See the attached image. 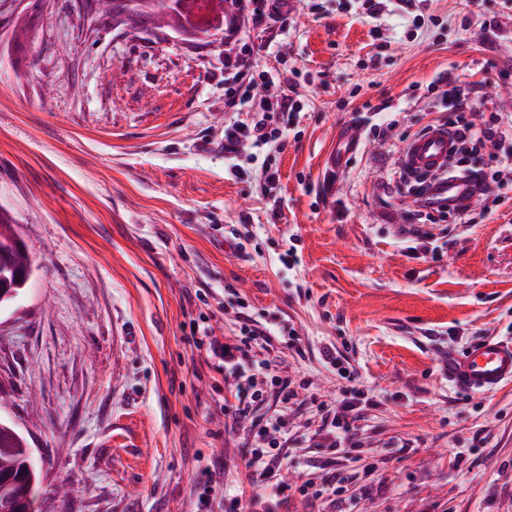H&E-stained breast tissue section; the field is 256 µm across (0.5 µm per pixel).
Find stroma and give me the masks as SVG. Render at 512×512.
Returning <instances> with one entry per match:
<instances>
[{"label":"stroma","mask_w":512,"mask_h":512,"mask_svg":"<svg viewBox=\"0 0 512 512\" xmlns=\"http://www.w3.org/2000/svg\"><path fill=\"white\" fill-rule=\"evenodd\" d=\"M207 2L204 18L189 2L185 28L159 31L114 26L95 0H0V213L34 263L0 309V418L41 470L37 512H196L209 479L211 512L272 494L193 318L218 337L271 330L254 358L299 387L289 429L350 391L373 402L361 447L304 442L281 472L295 484L334 467L344 491H288L278 512H512V383L462 395L440 366L445 350L512 337V201L449 224L439 260H415L397 231L413 205L390 178L403 137L437 109L439 73L512 113V75L499 77L512 72V11L394 0L371 19L357 0H292L278 61L236 0ZM242 53L260 71L297 68L304 108L282 153L257 150L238 174L218 144L251 117L224 103V63ZM383 102L398 114L390 139L325 191L337 132ZM265 161L279 171L270 196ZM330 343L351 377L323 362Z\"/></svg>","instance_id":"35a3bbf8"}]
</instances>
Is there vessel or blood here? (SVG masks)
<instances>
[{
  "label": "vessel or blood",
  "mask_w": 512,
  "mask_h": 512,
  "mask_svg": "<svg viewBox=\"0 0 512 512\" xmlns=\"http://www.w3.org/2000/svg\"><path fill=\"white\" fill-rule=\"evenodd\" d=\"M454 142L455 138L447 126H431L405 142L401 163L409 174H430L431 179L425 187L427 198L459 208L469 203L479 189L472 175L449 174L448 156ZM357 148L355 131H344L336 141L335 152L328 158L329 164L342 166ZM443 367L449 385L459 392L492 391L512 382V338L486 337L462 351L449 352Z\"/></svg>",
  "instance_id": "obj_1"
}]
</instances>
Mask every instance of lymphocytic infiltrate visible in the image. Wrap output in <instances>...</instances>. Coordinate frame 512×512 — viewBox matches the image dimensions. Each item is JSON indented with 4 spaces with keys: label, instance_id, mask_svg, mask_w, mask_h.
<instances>
[{
    "label": "lymphocytic infiltrate",
    "instance_id": "lymphocytic-infiltrate-1",
    "mask_svg": "<svg viewBox=\"0 0 512 512\" xmlns=\"http://www.w3.org/2000/svg\"><path fill=\"white\" fill-rule=\"evenodd\" d=\"M240 14L252 28L266 31H286L288 0H238ZM233 71L224 90L228 105L249 106L253 112L250 121H233L224 130V153L240 157L247 146L268 147L276 152L282 149V137L303 104L296 92V84L287 72L269 69L255 72L248 59L239 57L231 61ZM436 85L442 86L443 111L438 123L447 125L458 141L466 144L491 145L488 157L493 166L490 182L484 183L481 195H492L494 206L512 201V113L494 112L482 124H475L471 113L477 112L483 102L478 87L458 85L450 73L438 74ZM197 347L203 348L216 371L235 374L234 397L237 405L232 415L234 424L248 421L253 405L262 399L264 390L254 376L239 374L253 347L267 345L264 331L244 329L234 338L213 336L210 327L190 320ZM363 419V408L358 398L342 399L339 405L321 407L318 413L316 435L327 447L353 448L358 446V432ZM263 447L253 449V459L263 477H278L288 451L282 443L288 438L283 418H275L269 426L258 432Z\"/></svg>",
    "mask_w": 512,
    "mask_h": 512
}]
</instances>
